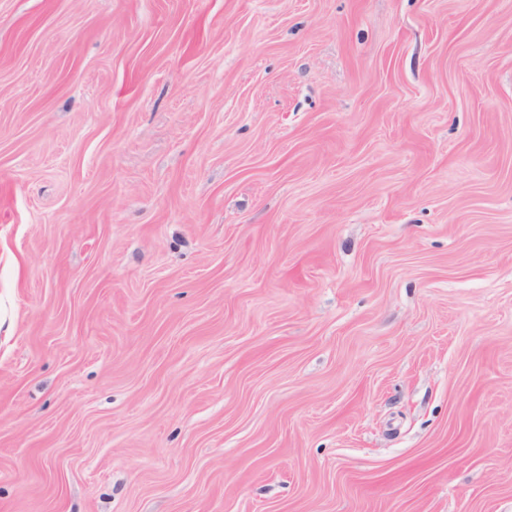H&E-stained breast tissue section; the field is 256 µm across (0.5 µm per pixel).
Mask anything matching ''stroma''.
<instances>
[{"label": "stroma", "mask_w": 512, "mask_h": 512, "mask_svg": "<svg viewBox=\"0 0 512 512\" xmlns=\"http://www.w3.org/2000/svg\"><path fill=\"white\" fill-rule=\"evenodd\" d=\"M0 512H512V0H0Z\"/></svg>", "instance_id": "1"}]
</instances>
